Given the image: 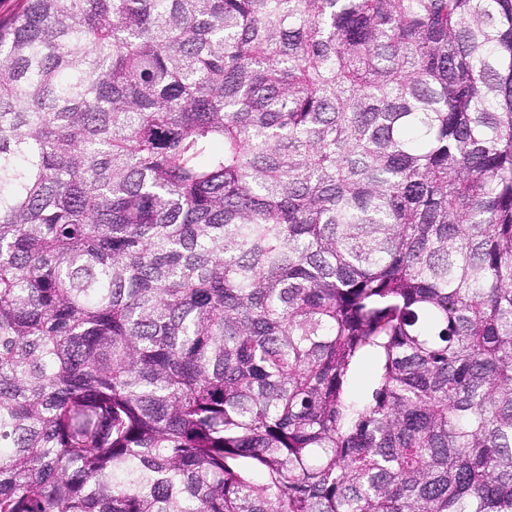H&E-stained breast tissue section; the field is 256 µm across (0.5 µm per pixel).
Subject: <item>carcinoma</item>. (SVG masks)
Segmentation results:
<instances>
[{
	"instance_id": "obj_1",
	"label": "carcinoma",
	"mask_w": 512,
	"mask_h": 512,
	"mask_svg": "<svg viewBox=\"0 0 512 512\" xmlns=\"http://www.w3.org/2000/svg\"><path fill=\"white\" fill-rule=\"evenodd\" d=\"M0 512H512V0L0 21ZM380 360L377 354L366 355L357 365L350 383V393L355 399L368 395L379 371Z\"/></svg>"
}]
</instances>
